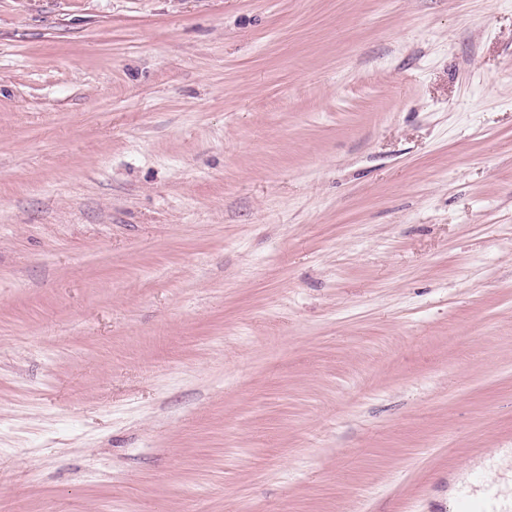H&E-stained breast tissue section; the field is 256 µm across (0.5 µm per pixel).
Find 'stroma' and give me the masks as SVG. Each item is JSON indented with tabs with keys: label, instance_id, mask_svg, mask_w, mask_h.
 <instances>
[{
	"label": "stroma",
	"instance_id": "obj_1",
	"mask_svg": "<svg viewBox=\"0 0 512 512\" xmlns=\"http://www.w3.org/2000/svg\"><path fill=\"white\" fill-rule=\"evenodd\" d=\"M512 487V0H0V512H452ZM506 495L496 482L485 484L479 491L464 490L459 493L455 502V512H511L512 494L504 504Z\"/></svg>",
	"mask_w": 512,
	"mask_h": 512
}]
</instances>
